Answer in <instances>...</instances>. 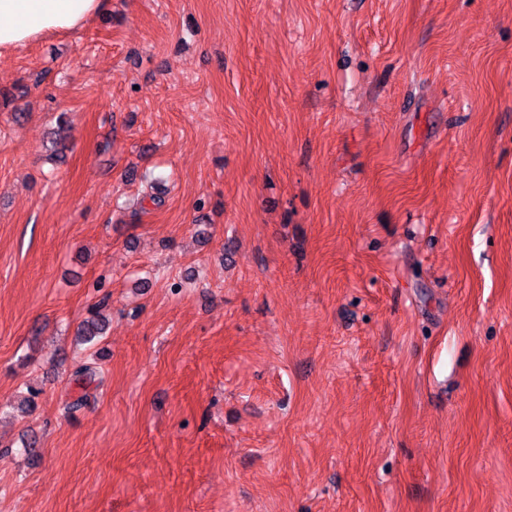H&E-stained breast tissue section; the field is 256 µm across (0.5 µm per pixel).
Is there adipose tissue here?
<instances>
[{"label": "adipose tissue", "mask_w": 512, "mask_h": 512, "mask_svg": "<svg viewBox=\"0 0 512 512\" xmlns=\"http://www.w3.org/2000/svg\"><path fill=\"white\" fill-rule=\"evenodd\" d=\"M107 6L108 0H0V57L76 30Z\"/></svg>", "instance_id": "adipose-tissue-1"}]
</instances>
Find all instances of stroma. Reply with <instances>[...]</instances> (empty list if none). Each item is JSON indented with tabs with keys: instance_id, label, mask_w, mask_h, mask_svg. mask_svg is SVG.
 Wrapping results in <instances>:
<instances>
[{
	"instance_id": "1",
	"label": "stroma",
	"mask_w": 512,
	"mask_h": 512,
	"mask_svg": "<svg viewBox=\"0 0 512 512\" xmlns=\"http://www.w3.org/2000/svg\"><path fill=\"white\" fill-rule=\"evenodd\" d=\"M1 90L0 512H512V0H110Z\"/></svg>"
}]
</instances>
